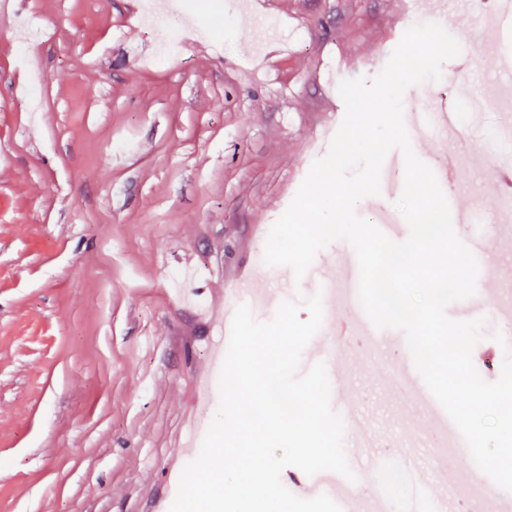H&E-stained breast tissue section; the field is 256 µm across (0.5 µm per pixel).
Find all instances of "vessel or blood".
<instances>
[{
	"instance_id": "vessel-or-blood-1",
	"label": "vessel or blood",
	"mask_w": 512,
	"mask_h": 512,
	"mask_svg": "<svg viewBox=\"0 0 512 512\" xmlns=\"http://www.w3.org/2000/svg\"><path fill=\"white\" fill-rule=\"evenodd\" d=\"M454 119L453 107L447 103H429L424 109H416L406 115L410 126L425 125L444 136L453 134ZM499 229V224L492 221L479 233L473 232L466 224L456 225L455 232L478 256L484 253L489 239L495 238ZM307 275L313 288L322 291L324 302H339L350 311L346 317L325 313L324 326L314 337L313 349L304 361L308 368L320 362L325 364L331 388V406L342 416L345 424L350 425L356 423L357 418L347 394L345 377L339 369L340 352L351 349V339L357 335L378 347L391 344L405 346V336L397 329L375 328L364 313L358 298L359 269L356 262H349L331 276L319 268L309 269ZM394 390L406 397L408 414L425 417L432 423L441 442H461L459 430L428 390L412 359H405L400 367ZM408 475L409 492L395 506L390 504L382 487H368L360 480L352 483L339 474L302 484L301 489L310 495L329 496L342 512H354L355 503L362 498L366 499L371 512H456V494L447 481L413 465L409 466Z\"/></svg>"
}]
</instances>
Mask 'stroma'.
<instances>
[{
    "instance_id": "obj_1",
    "label": "stroma",
    "mask_w": 512,
    "mask_h": 512,
    "mask_svg": "<svg viewBox=\"0 0 512 512\" xmlns=\"http://www.w3.org/2000/svg\"><path fill=\"white\" fill-rule=\"evenodd\" d=\"M147 0H7L0 12V512H169L191 458L183 446L216 403L212 349L225 343L226 289L257 274L279 300L306 295L264 261L285 212L345 115L338 79L374 78L400 42L406 0H180L191 23L159 57ZM30 17L33 34L17 32ZM287 44L244 41L254 18ZM443 27L461 44L405 106L497 88L458 147L475 163L446 191L500 217L494 175L501 93L512 75V8L486 28L467 0ZM39 79L40 99L28 97ZM474 365L502 363L499 298ZM400 347L362 341L341 359L350 397L384 439L436 464L428 423L387 386Z\"/></svg>"
}]
</instances>
